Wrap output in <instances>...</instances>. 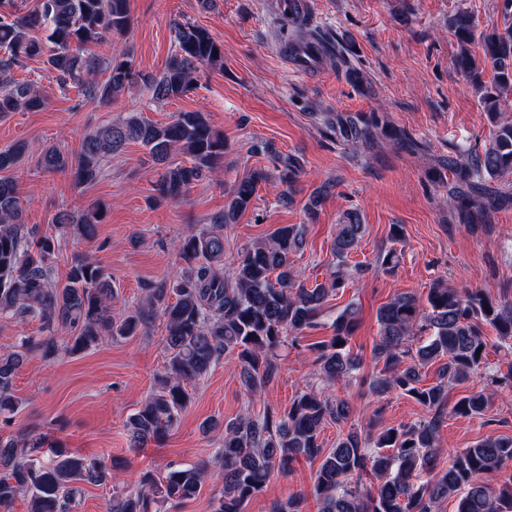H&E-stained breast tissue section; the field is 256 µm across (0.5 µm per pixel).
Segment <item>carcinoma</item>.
I'll return each mask as SVG.
<instances>
[{
    "instance_id": "obj_1",
    "label": "carcinoma",
    "mask_w": 512,
    "mask_h": 512,
    "mask_svg": "<svg viewBox=\"0 0 512 512\" xmlns=\"http://www.w3.org/2000/svg\"><path fill=\"white\" fill-rule=\"evenodd\" d=\"M287 2L288 21L304 24L305 0ZM131 24L130 0H38L26 11L18 0H0V114L44 107L39 87L12 75L28 60L42 59L60 86L77 88L87 102H110L140 81L158 99H178L197 83L202 67L224 62V46L205 28L180 22L174 24V53L159 78L135 70L127 56L104 61L88 49L125 36ZM448 26L460 47L456 66L480 87L483 107L493 119L482 150L448 156V205L460 223L482 224L489 211L512 199L505 192L482 190L488 178L512 177V120H498L500 98L512 91V27L479 33L467 11L456 13ZM477 39L482 43L480 59L469 50ZM327 50L328 43L314 32L306 40L288 43L294 57ZM488 68L494 73L489 87L482 85ZM325 126L353 144L379 136L408 139L404 130L380 122L374 113L338 112L325 118ZM131 142L140 143L152 162L162 166L154 188L156 202L182 199L224 158V134L202 113L181 111L163 124L133 116L87 131L75 154L49 145L41 164L48 173L70 172L78 186L90 185L103 177L107 159ZM23 152L20 145L0 149V318L35 317L45 335L23 337L18 350H0V426L9 425L18 408L13 381L30 359L74 355L106 338L134 336L159 316L165 325V372L127 426L132 448L160 441L187 408L186 386L205 376L223 355L237 353L249 391L267 387L279 371V350L288 339L318 327L330 297L347 286L352 272L363 271L348 264L365 231L360 217L351 213L337 227L328 281L308 287L297 280L292 256L305 247V224H283L267 240L244 248L232 279H226L217 268L224 260L220 228L250 207L257 186L266 180V173L254 170L234 186L212 228L191 229L179 238L175 251L181 273L168 284L146 285L137 308L117 317L112 314L114 288L104 267L76 255L65 278L56 275L62 242L69 237L93 239L106 206L98 203L80 214H58L54 235L27 227L19 183L7 175ZM178 154L187 160H176ZM274 163L286 194L303 166L293 155H278ZM398 264L394 247L376 259L385 273ZM377 323L373 358L382 368L369 382L371 391L383 396L398 390L426 408L430 418L394 427L375 413L369 419L375 436L362 438L350 431L327 453L321 439L324 427L347 422L351 407L325 391L300 392L284 412L270 406L257 414L247 412L222 426L218 456L224 490L216 512H243L274 473L301 457L321 458L312 485L319 512H435L454 493L459 494L456 512H512V480L498 488L492 484L495 473L512 461V437L488 434L446 467L439 466L438 450V432L447 413L479 417L486 412L498 379L490 378L489 388L451 408L448 389L484 365L485 327L512 338V306L438 279L428 288L427 305L401 293L378 309ZM356 326L357 310L348 306L331 322L330 338L311 345L314 364L331 385L347 383L360 368L350 346ZM60 330L69 333L61 342L56 337ZM435 362L438 381L422 385V369ZM41 447L39 440L0 437V512H11L21 496L28 499L29 512H73L80 485L112 481L100 460L58 445L52 446V461L43 464L35 455ZM422 474L430 478L422 481ZM209 475L206 462L171 468L162 478L148 472L143 488L113 490L108 512H160L166 502L196 497Z\"/></svg>"
}]
</instances>
